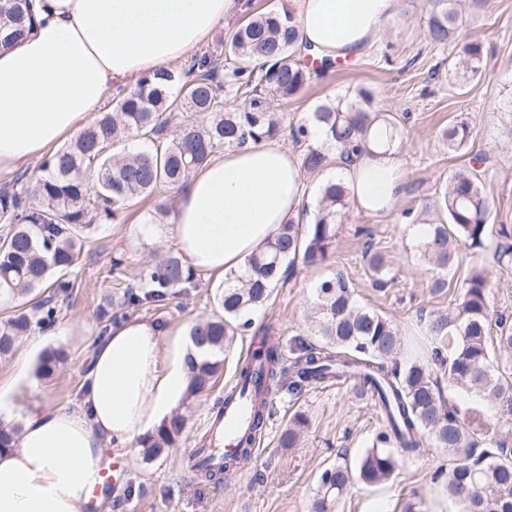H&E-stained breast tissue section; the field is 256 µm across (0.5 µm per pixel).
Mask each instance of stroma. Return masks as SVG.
I'll list each match as a JSON object with an SVG mask.
<instances>
[{"mask_svg":"<svg viewBox=\"0 0 512 512\" xmlns=\"http://www.w3.org/2000/svg\"><path fill=\"white\" fill-rule=\"evenodd\" d=\"M427 0H400L392 25L362 54L333 68L309 84L277 113L284 128L276 141L302 156L285 128L301 122L309 112L329 100L355 98L371 93L365 107L372 112L394 113L403 135L398 148L406 169L402 207L434 198L449 174L467 165L472 151L486 153L481 166L487 193L495 201L492 235L482 251L459 247L455 273L442 293L430 290L434 274L415 250L410 227L399 214L376 216L349 209L336 238L330 261L316 268L299 269L284 287L275 289L267 307L253 313L255 322L276 326L281 347L301 338L317 343L308 316L313 306V284L344 270L351 278L358 302L393 319L404 336L416 338L421 313L451 305L469 270L486 266L493 283L491 305L512 313V265L491 262L500 225L512 230V0H487L474 10L471 25L479 31L486 58L487 77L465 87L451 84L448 66L453 46L439 47L426 35ZM467 121L472 128V151L452 152L441 139L449 123ZM171 188L158 187L150 199L120 218L100 225L84 245L81 263L65 272L73 282L69 297L61 301L54 326L56 340L67 346L68 364L55 376L28 375L18 380L25 394V409L41 412L76 408L87 356L104 333L97 309L106 298L121 300L126 285L136 283L141 269L165 253L176 251L168 217L152 223L161 207L174 208ZM389 253L396 283L385 291L372 288L362 252L366 244ZM125 261V276L108 277L112 258ZM219 276L204 273L199 285L164 305L140 309L143 317L174 332H188L192 322L212 315ZM252 349L250 333L236 335L225 354L224 372L213 388L184 404L187 428L178 447L167 455L144 462L137 444H130L121 458L124 477L104 494L93 512H311L321 472L337 461L355 462L383 425L371 399L352 384L324 383L292 397L275 396L276 413L262 431L260 452L251 464L228 473L222 483L194 480L183 462L207 430V420L225 387L233 381ZM304 412L308 425L298 447L284 448L280 435L295 412ZM448 454L425 448L404 462L391 480L376 485H356L338 506V512H401L409 498H416L422 512H448V500L432 484L433 472L447 465Z\"/></svg>","mask_w":512,"mask_h":512,"instance_id":"stroma-1","label":"stroma"}]
</instances>
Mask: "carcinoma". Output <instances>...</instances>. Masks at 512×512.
<instances>
[{
	"mask_svg": "<svg viewBox=\"0 0 512 512\" xmlns=\"http://www.w3.org/2000/svg\"><path fill=\"white\" fill-rule=\"evenodd\" d=\"M427 37L437 46L454 44L452 77L470 83L486 74L483 43L477 37L458 40L468 19L461 0H429ZM37 24L30 0H0V48H9ZM335 64L319 59L309 45L298 43L296 13L290 8L259 13L231 32L216 53L194 55L188 68H161L120 88L112 108L69 144L39 165L34 181L17 178L0 191V298L15 300L50 284L53 294L68 297L73 283L55 273L77 264L86 233L96 223L115 219L151 196L160 185L186 181L220 150L272 140L281 126L272 102L297 95L314 76ZM190 112L200 117L166 137L173 117ZM388 133L386 145L400 138L396 117L367 111L361 103L323 104L290 129L293 142L304 146L302 167L323 170L330 153L347 161L367 150L373 124ZM323 132L313 137L311 128ZM448 149L461 151L471 141L465 121L441 131ZM455 170L433 201L401 211V220L424 222L415 248L434 270L433 288L448 287L457 246L485 247L492 205L479 163ZM354 200L340 180L319 185L308 223L293 220L259 251L245 269L224 274L215 292L220 313L195 322L189 336L196 353L190 367L186 399L209 391L224 370V350L240 331L254 330L256 346L240 368L234 387L221 405L247 403L251 429L264 426L274 414L273 390L289 375L288 393L300 395L314 385L351 378L383 413L384 426L359 457L355 467L338 463L322 471L312 512H336L353 481L376 485L390 479L401 464L427 444L448 450V468L434 474V483L457 512H512V441L499 438V427L512 421V383L494 365L498 352H512V315L490 305L492 284L487 271L473 267L461 293L446 311L424 319L430 338L426 358L402 353L397 325L389 317L359 305L347 273L338 269L317 283L314 335L321 344L296 343V356L286 360L272 342L271 327L253 329L249 314L267 306L273 290L288 283L290 272L324 265L334 251L339 224ZM376 288L393 280L391 261L369 245L362 255ZM197 271L182 256L170 254L147 267L135 286L127 287L122 305L140 308L165 299L175 289L195 288ZM53 299L37 302L31 311L0 320V359L34 330H47L58 320ZM70 360L58 344L45 350L35 374L47 379ZM448 386L477 396L489 406L461 409L450 403L438 377ZM308 416L296 414L280 437L283 448L297 446ZM187 427L182 413L173 414L155 431L138 439L143 459L152 461L177 447ZM21 424L0 419V451L18 446ZM252 434L239 438V450L216 470H200L217 482L239 467L251 453Z\"/></svg>",
	"mask_w": 512,
	"mask_h": 512,
	"instance_id": "cac0c4a2",
	"label": "carcinoma"
}]
</instances>
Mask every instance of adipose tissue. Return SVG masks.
<instances>
[{"instance_id":"adipose-tissue-1","label":"adipose tissue","mask_w":512,"mask_h":512,"mask_svg":"<svg viewBox=\"0 0 512 512\" xmlns=\"http://www.w3.org/2000/svg\"><path fill=\"white\" fill-rule=\"evenodd\" d=\"M38 24L0 54V169L42 157L93 120L108 85L187 55L239 0H34ZM300 41L346 58L393 22L400 0H296ZM357 208L399 209L396 151L342 170ZM172 234L199 271L224 274L299 219L308 204L297 159L261 142L213 157L176 191ZM189 339L134 318L89 354L76 409L30 413L17 448L0 453V512H86L106 451L122 452L181 406Z\"/></svg>"}]
</instances>
